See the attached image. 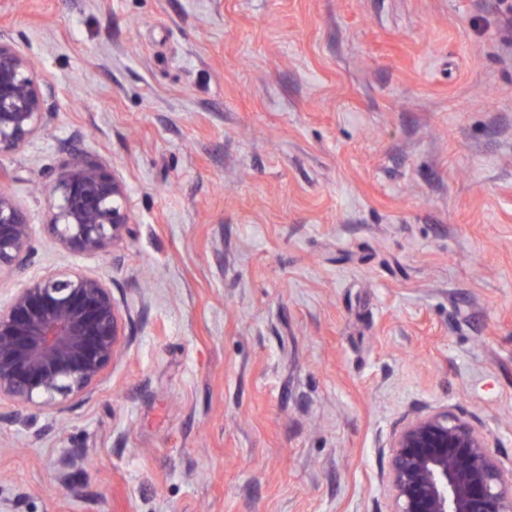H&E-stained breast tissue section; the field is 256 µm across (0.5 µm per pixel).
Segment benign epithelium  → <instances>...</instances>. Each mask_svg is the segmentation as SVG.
Wrapping results in <instances>:
<instances>
[{
    "instance_id": "7a95c632",
    "label": "benign epithelium",
    "mask_w": 512,
    "mask_h": 512,
    "mask_svg": "<svg viewBox=\"0 0 512 512\" xmlns=\"http://www.w3.org/2000/svg\"><path fill=\"white\" fill-rule=\"evenodd\" d=\"M38 63L0 37V156L44 127ZM48 228L67 249L94 254L125 239L133 217L123 180L82 157L51 186ZM33 228L0 187V274L31 254ZM123 315L105 279L53 271L0 303V398L25 410L84 392L122 349ZM392 512H512V464L486 435L445 409L410 420L392 445L387 480Z\"/></svg>"
}]
</instances>
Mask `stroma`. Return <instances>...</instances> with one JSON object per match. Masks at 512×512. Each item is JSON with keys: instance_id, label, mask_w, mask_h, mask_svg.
<instances>
[{"instance_id": "obj_1", "label": "stroma", "mask_w": 512, "mask_h": 512, "mask_svg": "<svg viewBox=\"0 0 512 512\" xmlns=\"http://www.w3.org/2000/svg\"><path fill=\"white\" fill-rule=\"evenodd\" d=\"M501 0H0L45 131L0 156L33 226L0 302L106 275L122 354L10 421L9 512H391V445L449 409L512 462V39ZM122 243L46 227L74 156ZM82 457L67 487L61 461Z\"/></svg>"}]
</instances>
